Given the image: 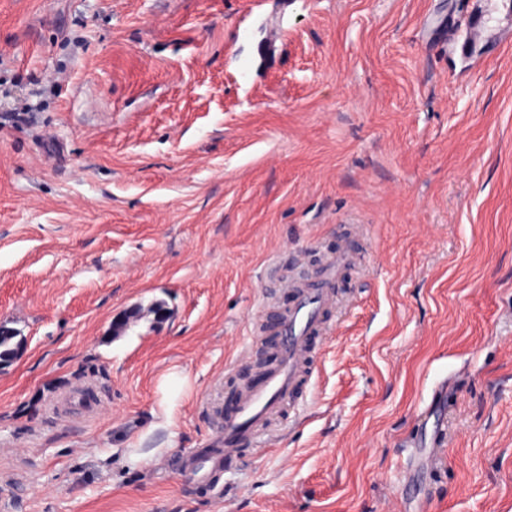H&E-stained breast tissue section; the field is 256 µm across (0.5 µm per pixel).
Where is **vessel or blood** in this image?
Listing matches in <instances>:
<instances>
[{
	"mask_svg": "<svg viewBox=\"0 0 512 512\" xmlns=\"http://www.w3.org/2000/svg\"><path fill=\"white\" fill-rule=\"evenodd\" d=\"M356 262V255L346 248L325 256L313 284L287 281L294 302L267 326L268 333L279 338L275 361L265 367L261 386L241 391L235 417H224L220 407H212L220 433L212 439L211 451L194 448L188 453L198 480H210L223 461L236 456L240 445L252 442L279 407L295 397L311 359V340L324 331L326 311L338 305V280Z\"/></svg>",
	"mask_w": 512,
	"mask_h": 512,
	"instance_id": "b4317fda",
	"label": "vessel or blood"
}]
</instances>
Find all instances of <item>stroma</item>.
Here are the masks:
<instances>
[{
	"mask_svg": "<svg viewBox=\"0 0 512 512\" xmlns=\"http://www.w3.org/2000/svg\"><path fill=\"white\" fill-rule=\"evenodd\" d=\"M476 4L498 38L471 37ZM509 16L0 0V324L26 341L0 366V512H512ZM347 243L352 305L295 402L218 487L183 472L264 301L292 300L274 277Z\"/></svg>",
	"mask_w": 512,
	"mask_h": 512,
	"instance_id": "obj_1",
	"label": "stroma"
}]
</instances>
